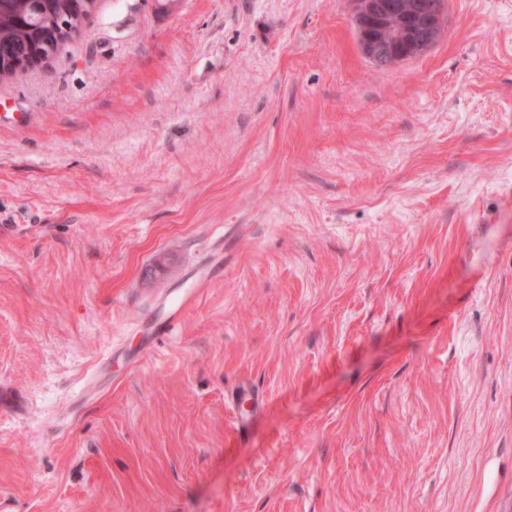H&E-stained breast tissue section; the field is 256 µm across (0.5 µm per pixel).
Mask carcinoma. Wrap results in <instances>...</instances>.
I'll list each match as a JSON object with an SVG mask.
<instances>
[{
  "instance_id": "cac0c4a2",
  "label": "carcinoma",
  "mask_w": 512,
  "mask_h": 512,
  "mask_svg": "<svg viewBox=\"0 0 512 512\" xmlns=\"http://www.w3.org/2000/svg\"><path fill=\"white\" fill-rule=\"evenodd\" d=\"M97 0H0V59L27 56L44 33L60 32L50 57L81 31Z\"/></svg>"
}]
</instances>
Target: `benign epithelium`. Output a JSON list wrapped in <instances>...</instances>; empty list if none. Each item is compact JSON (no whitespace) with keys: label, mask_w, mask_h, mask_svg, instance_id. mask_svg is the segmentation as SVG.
Instances as JSON below:
<instances>
[{"label":"benign epithelium","mask_w":512,"mask_h":512,"mask_svg":"<svg viewBox=\"0 0 512 512\" xmlns=\"http://www.w3.org/2000/svg\"><path fill=\"white\" fill-rule=\"evenodd\" d=\"M353 4L359 48L378 68L418 59L441 37L445 0H353Z\"/></svg>","instance_id":"1"}]
</instances>
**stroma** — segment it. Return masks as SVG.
<instances>
[{
    "label": "stroma",
    "instance_id": "obj_1",
    "mask_svg": "<svg viewBox=\"0 0 512 512\" xmlns=\"http://www.w3.org/2000/svg\"><path fill=\"white\" fill-rule=\"evenodd\" d=\"M445 20L97 0L0 83V512H512V0ZM352 23L362 54L376 67L413 61L441 37L445 0H354ZM393 22L395 29H390ZM390 29L391 39L382 31ZM260 400L258 392L250 386L241 385L233 393L232 404L238 414V430H243L249 425L253 412L259 407ZM241 404L249 406V409L242 411Z\"/></svg>",
    "mask_w": 512,
    "mask_h": 512
}]
</instances>
